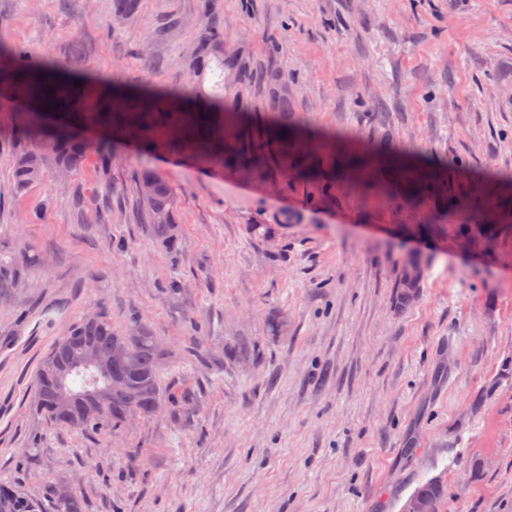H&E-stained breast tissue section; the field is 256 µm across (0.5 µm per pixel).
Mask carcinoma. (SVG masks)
<instances>
[{
  "label": "carcinoma",
  "mask_w": 512,
  "mask_h": 512,
  "mask_svg": "<svg viewBox=\"0 0 512 512\" xmlns=\"http://www.w3.org/2000/svg\"><path fill=\"white\" fill-rule=\"evenodd\" d=\"M218 0H200L189 56L192 83L181 91L142 83L112 85V96L96 93L99 80L93 75L72 79L55 74L56 66L30 61L20 47L0 43V97L7 95L23 104L15 119L32 136L34 148L17 154L12 176L17 189L37 182L46 166L66 174L80 165L90 149L89 141L75 136L78 128H101L110 132H133L145 146L158 138L174 149H189L206 161L226 162L250 168L261 155L272 156L283 169L288 158L300 153L297 142L303 133L292 118L288 85L273 70L250 67L237 49L224 41V16ZM141 0H112L113 20L125 24L139 17ZM214 81L212 89L205 83ZM258 84L267 89V108L272 117L259 130L246 127L238 103L242 89ZM377 164L390 169L396 182L381 188L392 193L398 184H408L433 172L415 168L407 157L388 152ZM143 206L156 240L166 249H177L178 235L174 196L167 178L154 170L141 174ZM416 262H408L400 276L397 300L407 304L418 293L419 279L409 278ZM21 273L14 262L0 260V296L17 287ZM92 353L97 365L88 372L82 365L84 352ZM167 351L152 328L132 317L127 328L112 330V320L93 314L74 320L42 361L34 381L35 408L54 428L84 435L110 436L134 417L155 415L161 401L170 404L171 416L181 420L190 414L194 396L184 392L166 394L160 373ZM72 367L68 399L57 386V371ZM439 512L446 495L444 484L429 480L415 489ZM45 508L9 485H0V512H87L85 498L59 481L45 491Z\"/></svg>",
  "instance_id": "cac0c4a2"
}]
</instances>
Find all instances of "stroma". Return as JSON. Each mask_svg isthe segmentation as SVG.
Masks as SVG:
<instances>
[{
  "instance_id": "1",
  "label": "stroma",
  "mask_w": 512,
  "mask_h": 512,
  "mask_svg": "<svg viewBox=\"0 0 512 512\" xmlns=\"http://www.w3.org/2000/svg\"><path fill=\"white\" fill-rule=\"evenodd\" d=\"M224 38L288 81L319 177L242 171L117 137L69 176L17 191L32 144L0 101V484L67 480L88 512H401L430 478L440 512H512V0H224ZM198 0H0V42L102 80L188 84ZM431 162L436 196L379 198L344 174L381 145ZM168 177L179 251L152 237L140 176ZM419 292L400 306L408 261ZM179 291H171V282ZM131 315L169 353V412L113 437L44 424L36 372L73 318ZM288 318L273 337L267 321Z\"/></svg>"
}]
</instances>
